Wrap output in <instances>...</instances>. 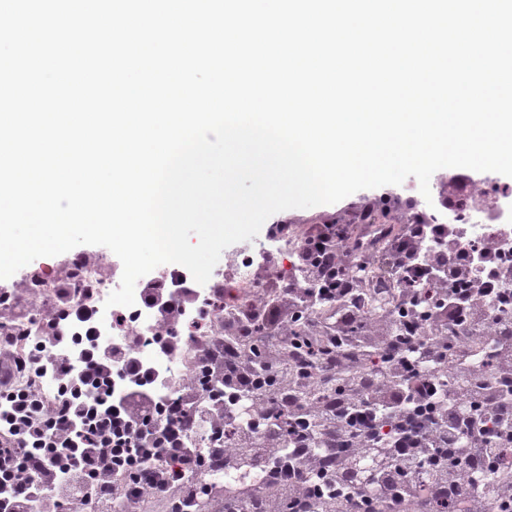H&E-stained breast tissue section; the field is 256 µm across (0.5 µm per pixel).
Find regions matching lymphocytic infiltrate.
<instances>
[{"instance_id": "lymphocytic-infiltrate-1", "label": "lymphocytic infiltrate", "mask_w": 512, "mask_h": 512, "mask_svg": "<svg viewBox=\"0 0 512 512\" xmlns=\"http://www.w3.org/2000/svg\"><path fill=\"white\" fill-rule=\"evenodd\" d=\"M512 224L477 240L464 225H406L393 242L394 309L350 237L281 225L263 257L273 277L247 307L221 305L191 346L179 333L192 285H140L165 353L187 355L182 395L158 407L159 374L136 356L123 315L103 344L84 332L76 358L37 346L26 360L0 335V512H188L196 473L221 457L216 512H512ZM57 303L0 289V316L52 324ZM83 371L71 376L72 360ZM52 367L46 397L16 372Z\"/></svg>"}]
</instances>
